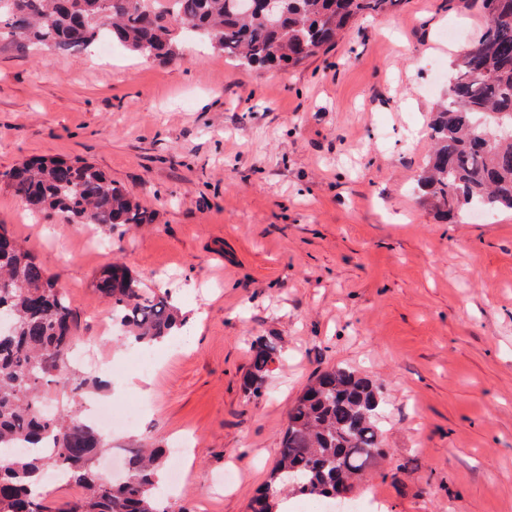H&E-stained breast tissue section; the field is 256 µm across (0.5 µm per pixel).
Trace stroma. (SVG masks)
I'll use <instances>...</instances> for the list:
<instances>
[{
    "label": "stroma",
    "instance_id": "obj_1",
    "mask_svg": "<svg viewBox=\"0 0 512 512\" xmlns=\"http://www.w3.org/2000/svg\"><path fill=\"white\" fill-rule=\"evenodd\" d=\"M478 0H398L285 71L202 46L167 64L93 47H0V171L79 159L155 214L131 227L32 218L0 184V226L57 276L78 344L136 349L92 284L112 261L170 290L192 345L129 371L139 428L190 435L167 472L173 512H250L296 398L322 369L368 375L384 401L379 471L354 504L384 512H512V212L442 223L417 178L450 65L478 39ZM257 336L282 339L262 396L242 389Z\"/></svg>",
    "mask_w": 512,
    "mask_h": 512
}]
</instances>
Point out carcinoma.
Here are the masks:
<instances>
[{
    "mask_svg": "<svg viewBox=\"0 0 512 512\" xmlns=\"http://www.w3.org/2000/svg\"><path fill=\"white\" fill-rule=\"evenodd\" d=\"M395 0H280L272 15L246 17L240 0H0V42L35 49H86L105 40L161 63L178 58L181 39L207 40L227 60L286 68L326 51L362 16H379ZM480 38L452 68L448 99L429 123L432 152L418 184L445 219L469 208L512 211V0H481ZM33 214L66 224H150L153 215L122 185L82 161L33 158L0 172ZM93 288L129 338L150 345L175 336L187 319L168 290L143 287L122 263L109 265ZM0 512H171L158 494L170 450L143 438L129 448L126 473L107 477L94 466L109 449L81 414L94 376L68 364L78 316L58 279L0 227ZM245 392L264 390L282 352L277 336L250 347ZM65 398L57 414L42 410ZM380 387L344 365L326 368L288 412L278 461L252 499L251 512H276L290 494L330 499L352 488L353 472L384 456ZM62 471L76 500L51 502L38 491Z\"/></svg>",
    "mask_w": 512,
    "mask_h": 512,
    "instance_id": "obj_1",
    "label": "carcinoma"
}]
</instances>
